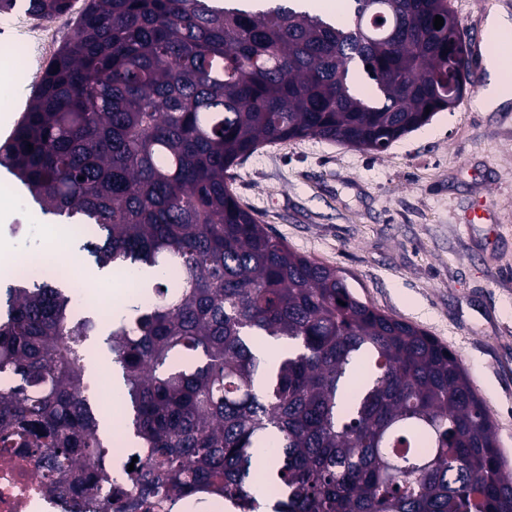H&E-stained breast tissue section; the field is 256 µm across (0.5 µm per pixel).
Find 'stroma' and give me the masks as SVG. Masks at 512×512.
I'll list each match as a JSON object with an SVG mask.
<instances>
[{
	"instance_id": "1",
	"label": "stroma",
	"mask_w": 512,
	"mask_h": 512,
	"mask_svg": "<svg viewBox=\"0 0 512 512\" xmlns=\"http://www.w3.org/2000/svg\"><path fill=\"white\" fill-rule=\"evenodd\" d=\"M24 4L0 16V140L18 119L47 61L14 45ZM479 70L456 107L437 113L386 151L321 139L258 149L229 172L242 204L298 253L338 269L381 311L417 325L461 357L512 462V104L480 112ZM482 224L468 221L478 207ZM24 188L0 168V262L51 249L50 226Z\"/></svg>"
}]
</instances>
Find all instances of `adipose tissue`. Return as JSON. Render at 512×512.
<instances>
[{
	"label": "adipose tissue",
	"instance_id": "1",
	"mask_svg": "<svg viewBox=\"0 0 512 512\" xmlns=\"http://www.w3.org/2000/svg\"><path fill=\"white\" fill-rule=\"evenodd\" d=\"M485 64L488 83L473 100L474 109L492 112L512 100V17L505 13L490 14Z\"/></svg>",
	"mask_w": 512,
	"mask_h": 512
}]
</instances>
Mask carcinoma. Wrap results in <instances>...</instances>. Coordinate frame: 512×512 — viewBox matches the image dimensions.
Returning a JSON list of instances; mask_svg holds the SVG:
<instances>
[{
    "instance_id": "carcinoma-1",
    "label": "carcinoma",
    "mask_w": 512,
    "mask_h": 512,
    "mask_svg": "<svg viewBox=\"0 0 512 512\" xmlns=\"http://www.w3.org/2000/svg\"><path fill=\"white\" fill-rule=\"evenodd\" d=\"M460 38L450 0H353L348 26L281 3L86 0L0 167L145 291L105 319L76 314L60 280L6 286L0 448L73 475L86 505L111 479L101 512L203 495L240 512H512V468L459 355L272 236L227 182L277 141L387 150L473 84ZM352 63L375 96L355 94ZM103 333L122 442L145 458L131 472L109 473L116 441L87 381ZM266 336L292 346L276 368L253 349Z\"/></svg>"
}]
</instances>
